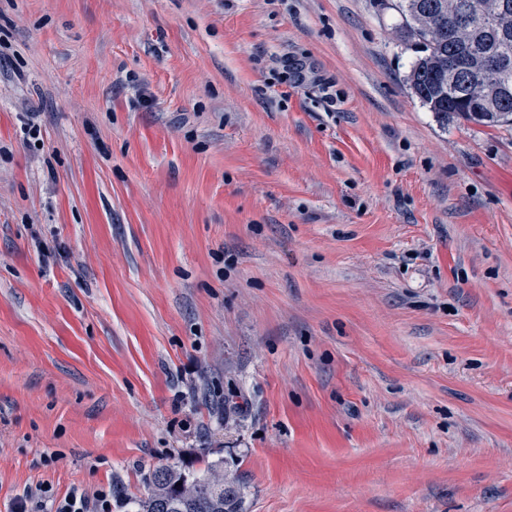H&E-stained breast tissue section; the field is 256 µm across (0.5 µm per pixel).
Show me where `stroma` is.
<instances>
[{"label":"stroma","instance_id":"1","mask_svg":"<svg viewBox=\"0 0 512 512\" xmlns=\"http://www.w3.org/2000/svg\"><path fill=\"white\" fill-rule=\"evenodd\" d=\"M399 22L0 0V512L211 462L246 512H512V129L422 106Z\"/></svg>","mask_w":512,"mask_h":512}]
</instances>
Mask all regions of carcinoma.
<instances>
[{
	"label": "carcinoma",
	"mask_w": 512,
	"mask_h": 512,
	"mask_svg": "<svg viewBox=\"0 0 512 512\" xmlns=\"http://www.w3.org/2000/svg\"><path fill=\"white\" fill-rule=\"evenodd\" d=\"M444 0H397L392 5L400 15L396 27L400 40L409 44L417 57L406 81L422 105L443 121H470L471 92L483 83L499 81L512 84V37L483 44V51L499 57L503 66L495 76L486 78L478 68L470 78L448 84V52L454 41L451 31L453 16L441 9ZM495 111L479 120L483 127H512V95L490 98ZM129 502L136 512H245L239 476L211 464L202 476L187 474L168 464L156 468L147 480L144 496H133Z\"/></svg>",
	"instance_id": "carcinoma-1"
}]
</instances>
